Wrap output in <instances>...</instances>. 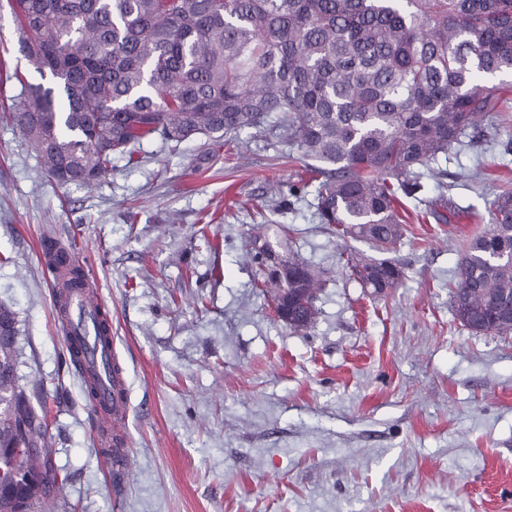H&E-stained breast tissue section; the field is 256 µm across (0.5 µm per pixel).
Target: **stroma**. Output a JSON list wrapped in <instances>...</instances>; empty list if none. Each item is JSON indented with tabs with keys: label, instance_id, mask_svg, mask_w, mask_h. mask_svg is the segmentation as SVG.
<instances>
[{
	"label": "stroma",
	"instance_id": "35a3bbf8",
	"mask_svg": "<svg viewBox=\"0 0 512 512\" xmlns=\"http://www.w3.org/2000/svg\"><path fill=\"white\" fill-rule=\"evenodd\" d=\"M0 9V112L51 86ZM503 111L435 165L429 201L406 198L384 294L346 266L361 240L319 223L309 158L254 129L222 144L144 138L97 186L59 185L0 120V304L18 319V377L42 386L68 512H512V333L455 320L454 271L512 188V76ZM303 187L287 195L290 184ZM453 203L436 221L431 199ZM263 232L327 282L306 330L278 321L245 245ZM77 247L112 312L133 407L120 489L96 444L82 382L63 362L44 234Z\"/></svg>",
	"mask_w": 512,
	"mask_h": 512
}]
</instances>
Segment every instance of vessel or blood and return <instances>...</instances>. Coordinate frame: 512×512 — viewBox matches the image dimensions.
I'll list each match as a JSON object with an SVG mask.
<instances>
[{"instance_id": "1", "label": "vessel or blood", "mask_w": 512, "mask_h": 512, "mask_svg": "<svg viewBox=\"0 0 512 512\" xmlns=\"http://www.w3.org/2000/svg\"><path fill=\"white\" fill-rule=\"evenodd\" d=\"M95 280H87L85 288L74 295L72 306L74 316L64 324L62 331L66 340L78 341L83 345L85 366L105 372L107 378L90 404L101 424L96 434L99 447L105 448L116 472H124L128 439L121 430L115 429V421L121 420L129 411L130 401L121 371L113 367L114 344L102 342L97 333V308L104 302L97 291Z\"/></svg>"}]
</instances>
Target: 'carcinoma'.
Wrapping results in <instances>:
<instances>
[{
  "mask_svg": "<svg viewBox=\"0 0 512 512\" xmlns=\"http://www.w3.org/2000/svg\"><path fill=\"white\" fill-rule=\"evenodd\" d=\"M19 51L59 93L20 82L3 113L31 140L44 174L96 185L112 156L156 134L177 146L245 129L295 144L317 169L320 223L379 250L403 235L400 196L427 192L430 164L500 111L512 73V0H8ZM275 112L283 113L279 121ZM456 265L451 306L475 335L512 332V189ZM257 287L288 289V327L315 320L319 273L292 260L267 276V239L247 243ZM351 275L383 293L402 278L357 257ZM0 512H40L59 487L47 470V414L17 383V318L0 305Z\"/></svg>",
  "mask_w": 512,
  "mask_h": 512,
  "instance_id": "carcinoma-1",
  "label": "carcinoma"
}]
</instances>
